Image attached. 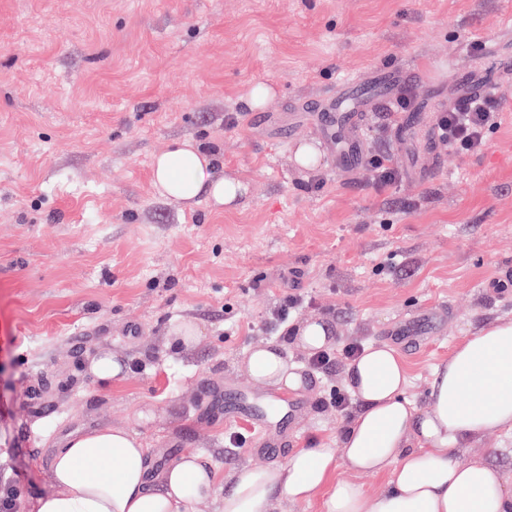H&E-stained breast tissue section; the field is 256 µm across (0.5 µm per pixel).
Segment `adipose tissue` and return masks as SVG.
<instances>
[{"instance_id":"1","label":"adipose tissue","mask_w":512,"mask_h":512,"mask_svg":"<svg viewBox=\"0 0 512 512\" xmlns=\"http://www.w3.org/2000/svg\"><path fill=\"white\" fill-rule=\"evenodd\" d=\"M160 195L194 204L234 207L244 183L215 173V158L184 140L152 162ZM244 370L260 385L301 388L302 378L279 348L258 346ZM408 373L397 350L371 344L349 365L346 385L361 409L336 448H304L285 463L245 466L224 495L222 512H270L274 499H311L328 491L326 512H512V486L463 448L487 434L512 431V320L474 331L436 366L427 412L407 400ZM147 448L129 430L101 427L70 434L53 455L52 491L32 512H198L214 493L216 474L196 455L159 477ZM350 476L338 478L339 469ZM359 473L383 474L384 490L368 493Z\"/></svg>"}]
</instances>
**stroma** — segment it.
<instances>
[{"instance_id":"1","label":"stroma","mask_w":512,"mask_h":512,"mask_svg":"<svg viewBox=\"0 0 512 512\" xmlns=\"http://www.w3.org/2000/svg\"><path fill=\"white\" fill-rule=\"evenodd\" d=\"M491 40L512 59V0H0V479L16 481L17 512L51 491L53 454L79 429H129L158 471L199 455L217 475L199 512H221L240 466L335 447L360 409L331 404L348 363L313 371L266 328L286 283L307 299L292 326L324 322L335 351L392 344L427 411L435 366L512 320V69L471 49ZM381 73L361 100L363 157L344 169L318 115ZM485 75L499 123L463 153L439 141L435 113ZM258 84L274 94L247 109ZM178 139L246 183L236 208L157 192L152 159ZM303 143L313 167L294 159ZM376 153L398 170L385 187ZM424 318L432 331L406 340ZM187 319L200 338L184 349L172 330ZM260 344L303 379L301 407L270 427L289 443L278 456L251 415L224 418L225 390L269 400L241 367ZM104 349L131 373L99 381ZM464 454L512 482V432Z\"/></svg>"}]
</instances>
